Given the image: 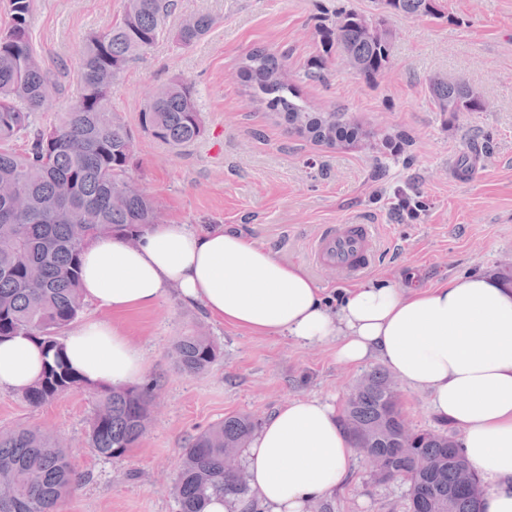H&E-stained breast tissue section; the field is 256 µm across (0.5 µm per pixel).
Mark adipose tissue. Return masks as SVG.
Listing matches in <instances>:
<instances>
[{"label": "adipose tissue", "instance_id": "ef3b65f1", "mask_svg": "<svg viewBox=\"0 0 512 512\" xmlns=\"http://www.w3.org/2000/svg\"><path fill=\"white\" fill-rule=\"evenodd\" d=\"M81 295L120 315L165 294L199 305L213 322L254 336L336 343V359L380 358L434 413L461 434L466 457L487 486L483 512H512V288L485 274L433 286L359 284L339 310L303 264L216 224H158L137 243L122 235L91 241L82 255ZM69 364L102 386L131 383L145 357L114 323L90 317L61 340ZM47 355L22 333L0 340V390L25 392ZM355 450L341 414L319 399L280 406L244 451L251 502L213 496L204 512H305L347 476Z\"/></svg>", "mask_w": 512, "mask_h": 512}]
</instances>
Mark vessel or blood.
I'll return each instance as SVG.
<instances>
[{
    "label": "vessel or blood",
    "mask_w": 512,
    "mask_h": 512,
    "mask_svg": "<svg viewBox=\"0 0 512 512\" xmlns=\"http://www.w3.org/2000/svg\"><path fill=\"white\" fill-rule=\"evenodd\" d=\"M380 255L379 238L371 224H327L314 236L309 258L339 280L365 276Z\"/></svg>",
    "instance_id": "vessel-or-blood-1"
}]
</instances>
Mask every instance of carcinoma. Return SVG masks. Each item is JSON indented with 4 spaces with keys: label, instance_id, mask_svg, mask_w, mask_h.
I'll use <instances>...</instances> for the list:
<instances>
[{
    "label": "carcinoma",
    "instance_id": "carcinoma-1",
    "mask_svg": "<svg viewBox=\"0 0 512 512\" xmlns=\"http://www.w3.org/2000/svg\"><path fill=\"white\" fill-rule=\"evenodd\" d=\"M176 0H126L121 20L88 35L77 69L78 91L69 111L50 129L33 132L27 152L0 150V183L23 191L19 203L0 197V337L22 332L53 353L40 381L23 393L32 405L69 391L91 388L66 362L60 332L82 309L81 255L100 236L138 238L158 223L153 202L130 174L133 131L112 108V84L127 66L165 36L191 47L216 24L194 15L191 26L166 28ZM12 19L0 34V142L31 125L45 106L43 89L52 72L29 45L32 0H8ZM393 15H439V0H379L378 12L341 10L319 24L322 53L304 78L325 80L333 57L354 63V73L373 80L392 63ZM251 98L280 115L288 132L330 148L349 146L368 133L336 111L311 112L285 71L284 57L265 49L248 53L239 70ZM429 94L439 112H483L484 101L463 80L434 77ZM141 128L174 149L204 131L193 84L180 77L156 90L141 113ZM70 194L63 193V187ZM179 367L204 372L219 346L207 336H181L174 344ZM368 384L347 402L342 421L367 431L372 453L388 459L390 475L408 482L410 512H480L474 486L458 480L467 462L449 430L408 425L389 374L375 369ZM153 407L151 385L110 387L98 392L88 444L106 459L124 458L143 436ZM257 427L249 415H231L193 436L184 449L174 483L179 512H203L213 495L244 497L248 484L224 470V449L241 450ZM0 484L10 488L0 512H60L62 501L82 485L66 451L38 430L0 433Z\"/></svg>",
    "mask_w": 512,
    "mask_h": 512
}]
</instances>
